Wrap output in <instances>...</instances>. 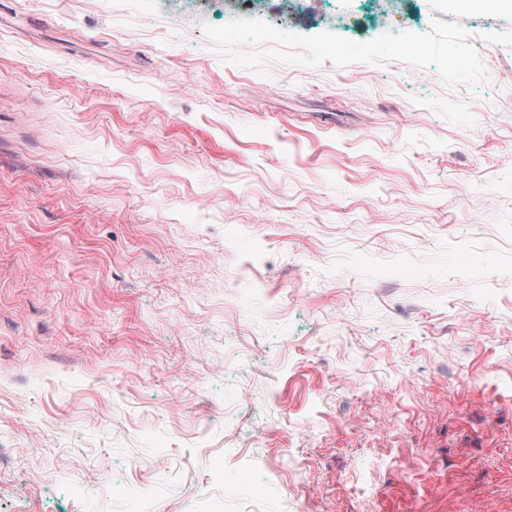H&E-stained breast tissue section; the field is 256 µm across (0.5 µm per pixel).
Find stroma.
I'll return each instance as SVG.
<instances>
[{"mask_svg": "<svg viewBox=\"0 0 512 512\" xmlns=\"http://www.w3.org/2000/svg\"><path fill=\"white\" fill-rule=\"evenodd\" d=\"M252 0H0V512H512V7L264 0L488 79L224 62Z\"/></svg>", "mask_w": 512, "mask_h": 512, "instance_id": "obj_1", "label": "stroma"}]
</instances>
